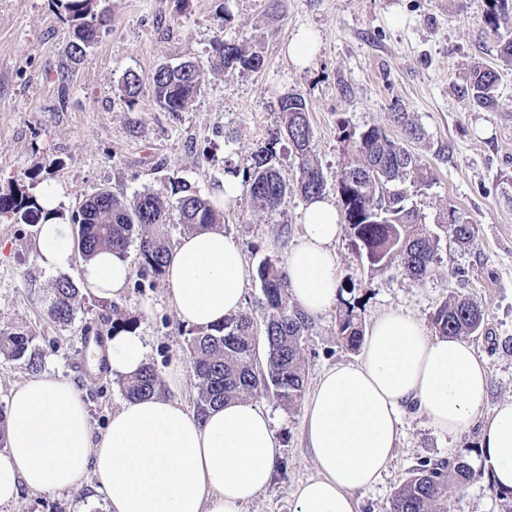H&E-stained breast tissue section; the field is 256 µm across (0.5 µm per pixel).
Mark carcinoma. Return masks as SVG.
<instances>
[{
  "label": "carcinoma",
  "mask_w": 512,
  "mask_h": 512,
  "mask_svg": "<svg viewBox=\"0 0 512 512\" xmlns=\"http://www.w3.org/2000/svg\"><path fill=\"white\" fill-rule=\"evenodd\" d=\"M72 31L69 61L75 62L102 33L104 20L98 11L99 0H58ZM485 22L497 38L500 59L512 64V0H493ZM215 51L226 68L240 67L257 71L263 57L248 44L219 40ZM149 80L157 105L165 112L185 111L201 89L203 69L199 62L186 60L176 65L162 64L149 75L129 70L123 87L130 103ZM499 73L480 65L473 66L460 93L478 109L497 107L496 88ZM283 113V134L299 159V177L295 184L286 182L276 167L272 148L258 150L246 167L244 184L254 206L262 211H276L293 194L306 200L326 191L322 167L313 157V131L305 99L290 93L278 100ZM409 141L424 138V130L407 112L392 113ZM338 142L348 163L336 184V196L348 224L352 241L365 259L370 273H379L393 265L402 267L411 277L422 279L435 263L438 239L422 224L419 211L407 205L405 182L422 187L431 175L420 158L403 144L392 140L386 130L372 125L358 129L344 117L337 119ZM176 196L171 205L163 193L144 190L123 201L112 191L100 189L86 196L68 218L78 228L76 250L84 261L103 249L122 257L135 244L138 247L137 275L161 276L165 272L169 247L166 225L172 211L177 221L196 230L221 224V213L212 202L187 183L171 187ZM0 218L16 224L38 225L45 219L38 199L14 188L0 194ZM443 227L452 240L467 246L473 242L474 226L456 208H448ZM263 296V329H257L248 313L224 318V323L187 330V348L199 380L197 414L243 397L272 395L291 406L305 391V367L302 338L309 319L288 303V278L285 264L267 258L256 270ZM93 293L87 285L68 278L56 280L42 294L45 314L54 322L68 325ZM431 324L440 336H480L484 332V314L468 296H456L440 305L431 316ZM365 326L355 305L346 303L336 319V335L350 349L362 342ZM32 335L24 330L0 331V355L22 360L33 372L41 369V354L32 345ZM265 350V369L256 367L259 347ZM162 381L154 367L146 364L121 382L128 400L159 392ZM480 477L467 462L428 460L420 462L396 489L390 512H436L440 502L455 486H465Z\"/></svg>",
  "instance_id": "carcinoma-1"
}]
</instances>
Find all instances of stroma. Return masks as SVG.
I'll list each match as a JSON object with an SVG mask.
<instances>
[{
	"mask_svg": "<svg viewBox=\"0 0 512 512\" xmlns=\"http://www.w3.org/2000/svg\"><path fill=\"white\" fill-rule=\"evenodd\" d=\"M106 29L78 63L68 57L69 28L57 0H0V191L24 187L41 196L54 190L63 213L99 188L119 199L182 181L211 197L227 170H244L250 156L271 145L288 183L298 178V160L280 137L279 97L300 94L307 102L313 150L323 169L327 199H335L345 159L337 142L338 117L358 127H383L403 141L390 120L410 112L425 138L410 143L432 173V182L412 195L427 229L439 235L438 260L420 280L397 266L372 274L356 253L350 233L336 243L342 300L313 317L302 339L306 383L322 370L356 359L336 336L345 302L360 305L366 321L389 308L421 320L455 295H467L485 313L486 335L470 342L483 356L489 376L487 405L512 399V203L499 190L512 175V67L503 66L497 42L485 24L487 0H101ZM317 42L313 61L294 66L286 49L299 29ZM243 41L260 51L264 65L254 73L223 68L216 39ZM186 59L203 67L201 90L180 113L162 111L150 85L136 103L122 89L126 71L150 73ZM498 69L499 105L472 109L455 92L472 65ZM475 228L472 246L443 235L449 207ZM306 207L298 195L280 209L254 208L247 192L223 205L222 228L241 246L249 278L243 310L262 316L255 273L269 257H285ZM288 235H281V228ZM36 230L0 219V330H26L43 357V371L75 382L88 405L95 432H102L124 401L118 378L89 361L86 332L110 334L115 317L132 321L148 345L146 361L158 373L180 362L178 388L163 397L195 408L198 380L186 336L169 302L163 277L131 276L116 298L86 302L71 324L44 316L24 278L36 268ZM259 405L274 417L283 443L274 483L246 512H292L296 485L314 474L303 435V405L272 396ZM460 458L477 464L479 430L456 438L432 428L408 410L401 439L386 474L357 492V512H388L395 490L422 460ZM450 512H512V498L489 478L449 497ZM0 512H105L100 492H22Z\"/></svg>",
	"mask_w": 512,
	"mask_h": 512,
	"instance_id": "obj_1",
	"label": "stroma"
}]
</instances>
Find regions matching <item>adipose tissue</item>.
Segmentation results:
<instances>
[{"label": "adipose tissue", "instance_id": "obj_1", "mask_svg": "<svg viewBox=\"0 0 512 512\" xmlns=\"http://www.w3.org/2000/svg\"><path fill=\"white\" fill-rule=\"evenodd\" d=\"M341 234L334 202L307 205L286 256L289 293L305 314L326 311L340 296L334 244ZM35 251L42 269L68 271V225L41 224ZM130 274L127 259L108 250L83 266L85 283L102 299L120 293ZM246 277L232 236L196 230L171 252L165 286L178 318L205 326L239 312ZM146 354L137 332L107 340L112 376L136 373ZM487 388L486 365L471 344L429 335L403 310L383 311L360 357L322 371L308 397L303 426L315 474L296 486L293 512H356L354 494L387 470L408 407L451 437L480 424L482 466L496 488L512 490V400L487 409ZM282 448L269 413L246 399L202 417L159 395L128 400L97 434L75 383L42 373L9 398L0 505L15 503L24 489L74 491L90 480L104 492L106 512H244L274 482Z\"/></svg>", "mask_w": 512, "mask_h": 512}]
</instances>
